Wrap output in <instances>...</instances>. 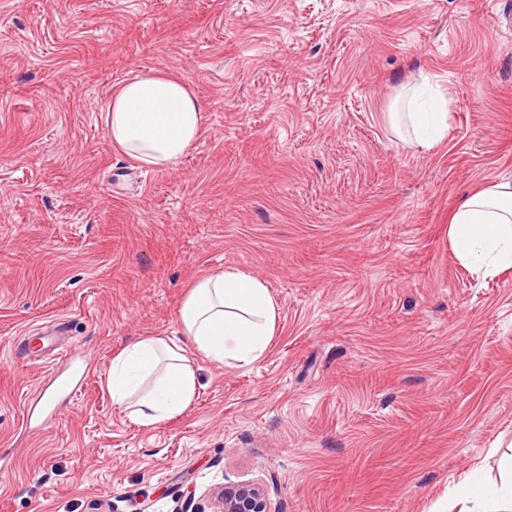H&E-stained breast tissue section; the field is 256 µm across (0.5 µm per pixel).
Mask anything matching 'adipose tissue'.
<instances>
[{"mask_svg":"<svg viewBox=\"0 0 512 512\" xmlns=\"http://www.w3.org/2000/svg\"><path fill=\"white\" fill-rule=\"evenodd\" d=\"M400 96L402 109L390 113L391 123L415 146L432 149L448 130L449 110L441 103L436 111H422L414 85ZM207 122V112L186 83L155 71L123 81L108 106L113 146L153 169L177 163ZM448 236L458 258L483 274L512 267V181H496L466 195L449 218ZM277 321V306L262 280L233 269L213 270L185 295L179 336L142 337L113 357L112 401L141 425L165 424L197 396V372L187 350L212 364L248 366L264 356Z\"/></svg>","mask_w":512,"mask_h":512,"instance_id":"adipose-tissue-1","label":"adipose tissue"}]
</instances>
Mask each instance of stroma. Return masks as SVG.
I'll return each mask as SVG.
<instances>
[{
  "label": "stroma",
  "instance_id": "35a3bbf8",
  "mask_svg": "<svg viewBox=\"0 0 512 512\" xmlns=\"http://www.w3.org/2000/svg\"><path fill=\"white\" fill-rule=\"evenodd\" d=\"M153 70L208 114L174 166L113 147L114 88ZM446 95L434 148L400 87ZM512 180V0H0V512H456L512 487V269L457 259L448 218ZM217 268L263 280L259 361L198 360L158 427L112 403L113 356L174 337ZM61 321L78 385L33 414ZM419 88L413 84L403 88L399 94L402 98V109L406 112H388L389 118L397 132L417 147L432 149L443 139L448 131L450 120L449 100L446 110V101L442 99L437 112H423L418 105ZM218 512H270L264 491L252 484L224 486Z\"/></svg>",
  "mask_w": 512,
  "mask_h": 512
}]
</instances>
